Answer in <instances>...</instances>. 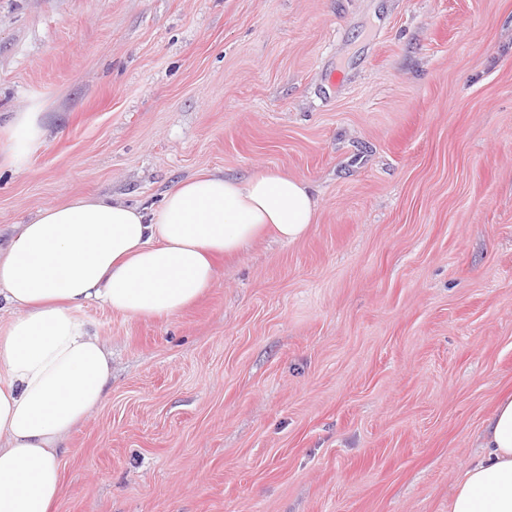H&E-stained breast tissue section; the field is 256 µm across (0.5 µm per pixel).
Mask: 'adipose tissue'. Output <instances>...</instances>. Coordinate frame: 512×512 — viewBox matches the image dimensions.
Wrapping results in <instances>:
<instances>
[{
  "label": "adipose tissue",
  "mask_w": 512,
  "mask_h": 512,
  "mask_svg": "<svg viewBox=\"0 0 512 512\" xmlns=\"http://www.w3.org/2000/svg\"><path fill=\"white\" fill-rule=\"evenodd\" d=\"M42 136L40 114L17 113L0 144L14 169ZM315 203L276 171L244 179L203 172L145 211L101 198L39 209L0 249V512H51L62 492L64 437L108 396L112 353L83 314L173 315L213 287L215 260L264 232L285 243L310 230ZM480 459L448 512H512V391L499 399Z\"/></svg>",
  "instance_id": "1"
}]
</instances>
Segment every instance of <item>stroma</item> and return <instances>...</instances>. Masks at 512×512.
Instances as JSON below:
<instances>
[{
  "mask_svg": "<svg viewBox=\"0 0 512 512\" xmlns=\"http://www.w3.org/2000/svg\"><path fill=\"white\" fill-rule=\"evenodd\" d=\"M34 106L1 244L205 170L316 203L179 314L86 310L53 512H448L512 387V0H0V128Z\"/></svg>",
  "mask_w": 512,
  "mask_h": 512,
  "instance_id": "35a3bbf8",
  "label": "stroma"
}]
</instances>
